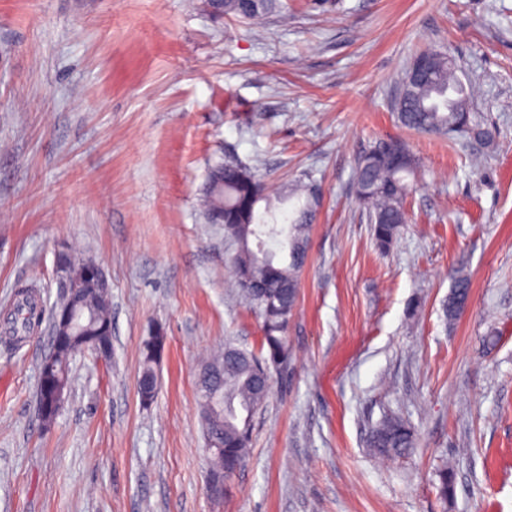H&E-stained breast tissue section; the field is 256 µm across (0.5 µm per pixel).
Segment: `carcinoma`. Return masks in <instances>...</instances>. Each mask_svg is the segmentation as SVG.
<instances>
[{
    "instance_id": "cac0c4a2",
    "label": "carcinoma",
    "mask_w": 512,
    "mask_h": 512,
    "mask_svg": "<svg viewBox=\"0 0 512 512\" xmlns=\"http://www.w3.org/2000/svg\"><path fill=\"white\" fill-rule=\"evenodd\" d=\"M224 16L258 22L277 8V0H207ZM404 86L394 100L398 121L413 130L439 135L462 134L488 144L493 135L489 128L472 116L458 112L469 106L473 89L457 75L456 66L445 53L435 50L418 55L402 74ZM417 168L416 157L402 142L393 149L379 142L364 152L355 169V193L364 205L377 246L388 249L399 228L406 223L404 202L410 191L408 178ZM244 195L265 202L264 209L252 212L238 208ZM303 199L289 219V227L278 222L266 185L257 177L256 168L227 160L210 172L202 206L212 224L224 228V236L237 245L230 260L234 286L239 288L249 308L262 319V353L255 354L227 343L224 351L207 362V368L219 374L210 379L216 387L213 405L202 406L205 430L212 433L218 446L212 449L211 475L226 480L241 469L247 459L250 423L253 413L265 402L268 393L259 375L282 373L288 368L291 351L286 331L295 308L299 276L309 246V232L319 201L315 192L295 186L288 198ZM470 281L462 270L453 275L448 299L443 303L445 318L456 320L469 299ZM12 312V340H24L33 331V316H24L23 307L34 299L27 289L18 291ZM86 321L66 328L55 337L57 350L65 360L79 344L100 343L112 347V302L108 296L93 292L81 300ZM155 340L142 345L143 376L153 375V365L164 351L167 336L163 328L153 330ZM45 391L61 383L69 384V367L42 375ZM367 447L383 459H395L415 447L412 426L398 416H388L376 424L367 437Z\"/></svg>"
}]
</instances>
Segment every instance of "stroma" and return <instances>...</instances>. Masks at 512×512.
<instances>
[{"mask_svg":"<svg viewBox=\"0 0 512 512\" xmlns=\"http://www.w3.org/2000/svg\"><path fill=\"white\" fill-rule=\"evenodd\" d=\"M282 2L254 24L205 0H0V318L23 285L50 307L62 244L112 285V360H72L53 426L35 413L46 325L0 345V512H512V0ZM425 50L478 88L493 144L397 122ZM387 139L419 168L383 252L354 175ZM258 158L269 197L301 183L321 206L288 372L215 498L196 376L224 343L259 351L262 330L198 199L216 162ZM459 267L470 298L448 322ZM388 415L416 446L384 461L366 440ZM151 335L156 337L154 343H148L146 340L142 345L141 375L148 377L153 375V365L157 362L160 353H163L167 340L164 329L159 326L153 330V334L151 333L150 336Z\"/></svg>","mask_w":512,"mask_h":512,"instance_id":"1","label":"stroma"}]
</instances>
